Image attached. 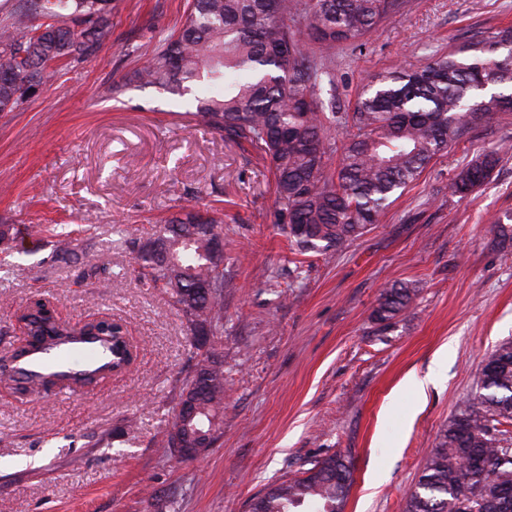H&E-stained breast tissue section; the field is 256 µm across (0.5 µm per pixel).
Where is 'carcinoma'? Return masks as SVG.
Wrapping results in <instances>:
<instances>
[{
  "instance_id": "cac0c4a2",
  "label": "carcinoma",
  "mask_w": 512,
  "mask_h": 512,
  "mask_svg": "<svg viewBox=\"0 0 512 512\" xmlns=\"http://www.w3.org/2000/svg\"><path fill=\"white\" fill-rule=\"evenodd\" d=\"M406 5V0H188L177 32L158 40L138 67L108 92L117 99L131 85L158 87L179 97L199 87L193 115L204 126L247 144L269 162L276 214L302 254L322 252L360 236L429 163L468 129L496 112H512V28L473 38L416 70L370 81L352 114L336 172L327 170L336 113L320 110L315 76L321 60L340 45H363L365 36ZM303 17L317 44L308 57L288 22ZM112 28V0H19L0 15V106L22 108L33 90L60 65L88 60ZM511 146L480 153L451 188L465 196L490 177ZM224 219L204 222L181 209L133 254V270L163 288L183 313L190 334L224 333ZM418 295L413 283L393 286L374 311L386 322ZM28 341L0 358L3 379L24 391L49 392L65 380L78 388L104 377L98 371L36 381L6 372L7 360L79 336L112 349L114 370L134 361L121 326L108 320L76 329L57 320L50 302L37 299L19 316ZM194 369L183 381L162 447L181 461V447L205 453L224 423V360L214 345L191 339ZM479 392L465 398L424 458L403 512H512V340L486 353ZM350 462L329 455L294 478L269 486L250 512H342L351 489Z\"/></svg>"
}]
</instances>
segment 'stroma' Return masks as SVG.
Segmentation results:
<instances>
[{
	"mask_svg": "<svg viewBox=\"0 0 512 512\" xmlns=\"http://www.w3.org/2000/svg\"><path fill=\"white\" fill-rule=\"evenodd\" d=\"M186 0H113L112 29L16 112H0V352L26 335L20 312L49 300L70 324L123 325L126 369L47 398L0 383V512H249L274 482L317 458L350 460L344 512H403L426 451L476 389L488 350L512 339V152L467 196L450 184L482 150L512 143L499 112L435 157L379 224L322 253L298 254L274 222L275 184L246 145L199 124L154 87L104 88L174 31ZM512 26V0H409L327 63L343 145L373 76L417 68ZM224 214V432L194 460L159 443L191 371L190 335L167 294L140 284L123 241L146 239L174 207ZM73 234L58 257L50 230ZM102 270L85 277V263ZM414 282L388 322L384 288ZM434 374L417 392L410 377ZM134 419L123 434L126 419Z\"/></svg>",
	"mask_w": 512,
	"mask_h": 512,
	"instance_id": "obj_1",
	"label": "stroma"
}]
</instances>
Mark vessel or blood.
<instances>
[{"mask_svg":"<svg viewBox=\"0 0 512 512\" xmlns=\"http://www.w3.org/2000/svg\"><path fill=\"white\" fill-rule=\"evenodd\" d=\"M112 359L100 343L84 338L64 346L35 350L13 363L15 374H41L52 371L64 376L79 375L90 371H104Z\"/></svg>","mask_w":512,"mask_h":512,"instance_id":"obj_1","label":"vessel or blood"}]
</instances>
